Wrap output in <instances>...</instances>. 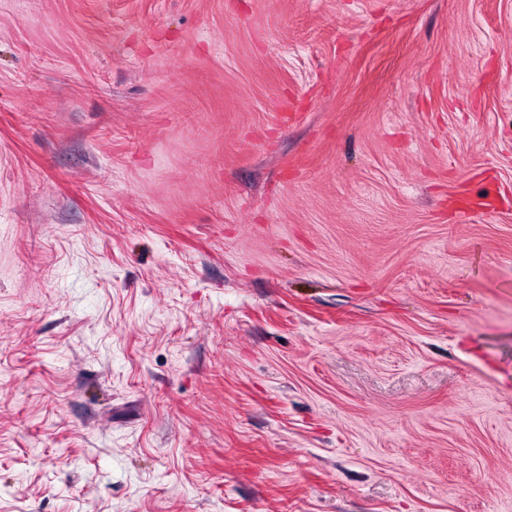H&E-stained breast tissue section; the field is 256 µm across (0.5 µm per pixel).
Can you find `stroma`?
<instances>
[{
    "mask_svg": "<svg viewBox=\"0 0 512 512\" xmlns=\"http://www.w3.org/2000/svg\"><path fill=\"white\" fill-rule=\"evenodd\" d=\"M0 512H512V0H0Z\"/></svg>",
    "mask_w": 512,
    "mask_h": 512,
    "instance_id": "stroma-1",
    "label": "stroma"
}]
</instances>
